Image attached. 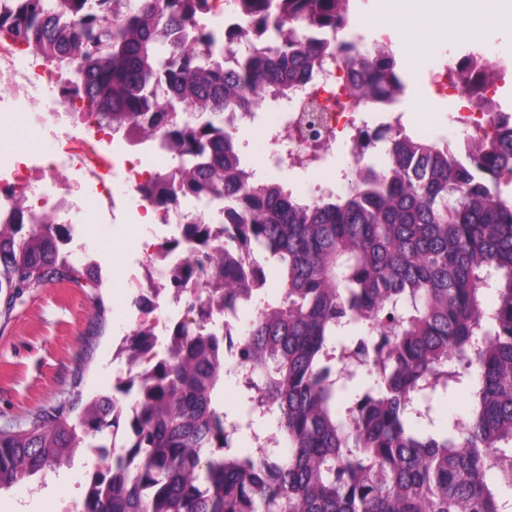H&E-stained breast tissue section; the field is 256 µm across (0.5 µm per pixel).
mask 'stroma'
Returning a JSON list of instances; mask_svg holds the SVG:
<instances>
[{
    "mask_svg": "<svg viewBox=\"0 0 512 512\" xmlns=\"http://www.w3.org/2000/svg\"><path fill=\"white\" fill-rule=\"evenodd\" d=\"M471 20L476 31L471 41L433 44L419 59L412 58L399 40L391 41L405 81V90L392 109L404 113L408 128H428L437 138L455 133L452 116L462 102L433 87L428 60H455L491 48L512 61V26H492L476 14ZM279 119V112L270 109L261 113L259 123H242L246 135L241 146L246 159L264 161V179L284 181L289 177L287 168L267 162L270 148L264 134ZM48 148V142L23 124L15 109L0 111L1 166H8L18 153L37 156ZM80 222L90 250L104 268L101 287L92 288L83 281H48L27 290L13 308L0 307V432L28 429L57 413L76 420L91 398L111 393L117 383L113 354L133 328L127 281L140 226L124 220L100 223L90 202L84 204ZM96 465L95 459L78 455L62 469H48L36 482L44 495L35 503L34 512H57L59 508L58 498L49 491L51 477L69 474L80 493Z\"/></svg>",
    "mask_w": 512,
    "mask_h": 512,
    "instance_id": "1",
    "label": "stroma"
}]
</instances>
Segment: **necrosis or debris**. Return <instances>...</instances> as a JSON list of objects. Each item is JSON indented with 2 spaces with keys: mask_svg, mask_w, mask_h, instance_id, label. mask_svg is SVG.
<instances>
[{
  "mask_svg": "<svg viewBox=\"0 0 512 512\" xmlns=\"http://www.w3.org/2000/svg\"><path fill=\"white\" fill-rule=\"evenodd\" d=\"M345 56V51H338L313 81L299 88L287 103L280 122L268 132V139L287 144L283 160L288 166L301 170L318 168L320 156L341 138L350 142L352 165L364 164L368 158L366 145L373 142L376 130L361 116L357 105L350 102L358 68L347 64ZM455 70L466 77L465 85L457 89L464 102L455 119L459 139L494 137L496 121L487 104L501 74L500 63L480 52L458 59ZM313 99L326 109L319 135L314 139L302 130L299 121L303 107ZM17 104L26 107L25 117L36 129L54 136L56 146L38 161L23 158L13 168L0 170V224H26L36 216L44 223L71 228L78 224L82 200L87 196L94 200L103 222H112L116 205L113 183L118 175L128 187L123 197L127 209L142 216L147 206L142 189L152 174L175 172L166 151L152 145L145 150L130 147L122 161L100 165L90 176L80 174L75 161L84 153L83 139L102 145L108 142V133L87 119L83 99L72 92L53 66L27 53L21 44L1 39L0 110ZM146 153L153 158L152 166L142 163ZM18 195L27 199L26 214H17L14 209V198ZM155 213L158 223L164 225L199 219L200 239L213 248L224 245L223 224L208 216L198 217L196 209L178 203L156 208ZM139 248L144 260L132 278V285L138 290L137 328L156 337L171 335L179 322L176 306L183 301L206 308L212 322L234 329L229 310L206 304L208 275H199L179 288L165 285L164 279L175 264L172 251L158 241L148 226L140 235Z\"/></svg>",
  "mask_w": 512,
  "mask_h": 512,
  "instance_id": "4bbe7bcc",
  "label": "necrosis or debris"
}]
</instances>
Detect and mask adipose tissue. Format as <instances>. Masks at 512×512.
I'll list each match as a JSON object with an SVG mask.
<instances>
[{
  "label": "adipose tissue",
  "instance_id": "1",
  "mask_svg": "<svg viewBox=\"0 0 512 512\" xmlns=\"http://www.w3.org/2000/svg\"><path fill=\"white\" fill-rule=\"evenodd\" d=\"M389 8L378 16L379 24L392 29L411 50L437 41L471 40L469 9H477L492 25H512V9L505 0H387Z\"/></svg>",
  "mask_w": 512,
  "mask_h": 512
}]
</instances>
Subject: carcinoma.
<instances>
[{
  "instance_id": "carcinoma-1",
  "label": "carcinoma",
  "mask_w": 512,
  "mask_h": 512,
  "mask_svg": "<svg viewBox=\"0 0 512 512\" xmlns=\"http://www.w3.org/2000/svg\"><path fill=\"white\" fill-rule=\"evenodd\" d=\"M241 2L266 44L239 56L206 23L207 0L160 12L152 0H0V34L74 75L100 127L162 137L181 180L155 174L153 203H224L235 232L200 250L197 225H182L174 283L212 268L210 298L250 311L238 332L254 373L228 417L216 403L223 327L182 321L130 419L100 394L74 423L0 433V490L110 432L112 461L92 474L82 512H512V128L462 152L398 126L376 138L384 165L349 172L343 192L314 205L254 182L234 154V120L313 77L330 42L312 33L345 31L351 0ZM360 65L358 102L403 92L387 47ZM61 232L0 224L6 306L45 280L101 284L98 268L58 249ZM241 248L252 266L277 268L275 298L226 267ZM149 340L125 338L129 363ZM440 398L464 400L465 414L436 418ZM259 422L271 432L258 450Z\"/></svg>"
}]
</instances>
